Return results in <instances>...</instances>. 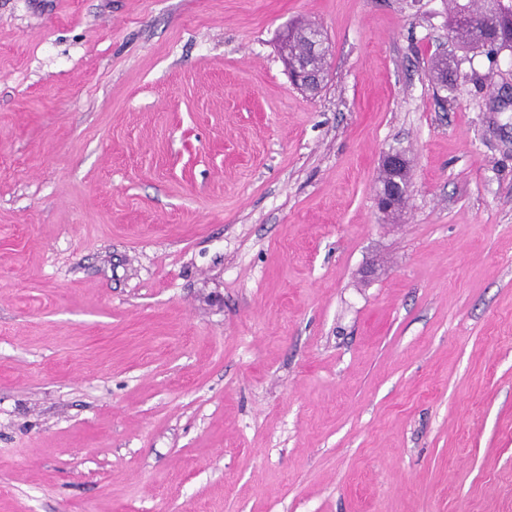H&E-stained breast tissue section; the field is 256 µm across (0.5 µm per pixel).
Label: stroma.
<instances>
[{"mask_svg":"<svg viewBox=\"0 0 512 512\" xmlns=\"http://www.w3.org/2000/svg\"><path fill=\"white\" fill-rule=\"evenodd\" d=\"M449 12L0 0V512H512V56L438 88ZM313 30L318 29L313 27L291 29L289 34L287 32L285 35L286 40L283 48L287 51L288 56H302L312 71L321 73L327 50L326 47L322 46V39L320 44L312 41L310 36ZM288 56L285 57V62L292 81L296 85L307 88L312 81V78L307 74V68L298 58ZM396 182L394 178L392 183H380L376 192L378 209L392 219L402 212L408 193V187L400 183L395 186Z\"/></svg>","mask_w":512,"mask_h":512,"instance_id":"35a3bbf8","label":"stroma"}]
</instances>
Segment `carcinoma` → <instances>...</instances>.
I'll list each match as a JSON object with an SVG mask.
<instances>
[{"label":"carcinoma","instance_id":"carcinoma-1","mask_svg":"<svg viewBox=\"0 0 512 512\" xmlns=\"http://www.w3.org/2000/svg\"><path fill=\"white\" fill-rule=\"evenodd\" d=\"M493 0H467L456 5L449 23L448 36L452 43L466 52L483 53L495 59L504 52L512 53V12L495 14ZM311 27L290 30L283 48L289 56L305 59L309 68L322 72L326 48L312 41ZM431 75L437 85L446 89L454 87L448 59L436 57L431 61Z\"/></svg>","mask_w":512,"mask_h":512}]
</instances>
